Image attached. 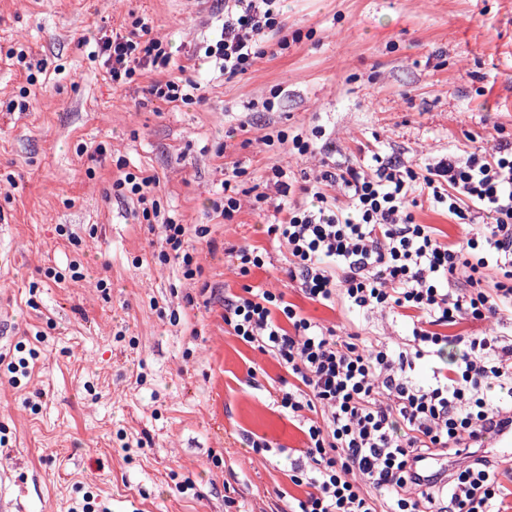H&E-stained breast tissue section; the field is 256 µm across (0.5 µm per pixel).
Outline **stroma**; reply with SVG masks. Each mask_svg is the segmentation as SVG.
Here are the masks:
<instances>
[{
    "mask_svg": "<svg viewBox=\"0 0 512 512\" xmlns=\"http://www.w3.org/2000/svg\"><path fill=\"white\" fill-rule=\"evenodd\" d=\"M279 8L293 42L227 80L192 64L209 21L200 0H0V512H72L86 498L95 512H283L304 494L288 478L303 436L272 404L287 372L225 325V296L260 286L343 332L408 334L396 316L300 295L267 234L275 188L260 206L242 197L230 221L212 203L236 166L249 187L277 165L296 189L317 173V156L263 144L275 129L322 127L337 160L361 163L512 141V0ZM143 21L200 83L198 102L156 100L149 73L112 82L99 39ZM20 48L22 63L8 56ZM140 171L188 230L193 278L161 261L160 226L113 186ZM245 244L267 258L242 277L228 250ZM74 263L80 281H54ZM22 357L27 376H12Z\"/></svg>",
    "mask_w": 512,
    "mask_h": 512,
    "instance_id": "1",
    "label": "stroma"
}]
</instances>
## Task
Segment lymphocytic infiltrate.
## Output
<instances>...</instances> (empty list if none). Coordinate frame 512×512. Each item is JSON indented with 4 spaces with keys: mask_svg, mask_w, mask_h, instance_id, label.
<instances>
[{
    "mask_svg": "<svg viewBox=\"0 0 512 512\" xmlns=\"http://www.w3.org/2000/svg\"><path fill=\"white\" fill-rule=\"evenodd\" d=\"M288 47L277 0H224V19L202 43L203 61L232 79L267 52V37ZM106 72L130 83L158 73L149 92L165 103H190L196 82L168 75L162 41L121 36L99 46ZM155 176L125 173L114 187L136 197L147 223L158 224L185 276L194 256L187 233L162 214ZM286 216L269 225L288 252L287 274L303 298L408 320L410 334L391 344L356 333L338 335L305 317L283 294L244 287L225 299L224 321L246 345L271 355L293 382L274 403L298 422L304 457L288 476L305 488L288 512H503L498 465L471 453L473 443L512 413V398L489 402L490 385H512V338L491 330L466 337V349L431 380L414 379L419 364L441 352L449 331L512 312V142L484 151L449 146L437 162L416 167L399 158L377 168L342 165L326 155ZM446 206L468 225L453 243L416 223L420 199ZM470 456L450 473L421 474L420 460Z\"/></svg>",
    "mask_w": 512,
    "mask_h": 512,
    "instance_id": "f902f5d3",
    "label": "lymphocytic infiltrate"
}]
</instances>
